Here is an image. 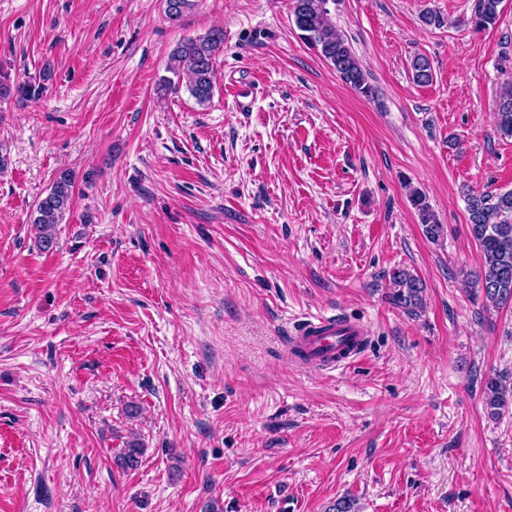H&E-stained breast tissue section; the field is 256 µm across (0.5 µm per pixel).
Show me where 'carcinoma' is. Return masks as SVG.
I'll return each instance as SVG.
<instances>
[{"label": "carcinoma", "instance_id": "carcinoma-1", "mask_svg": "<svg viewBox=\"0 0 512 512\" xmlns=\"http://www.w3.org/2000/svg\"><path fill=\"white\" fill-rule=\"evenodd\" d=\"M195 0H165V14L169 21L178 22L194 7ZM329 0H293V16L301 38L330 63L341 79L365 98L374 97L375 90L352 52L347 41L330 21L327 8ZM502 0H477L471 18L473 29L483 31L496 26L501 16ZM224 51V29L216 27L206 35L188 38L177 45L170 58L171 71L184 72L186 88L196 102L208 104L215 86L214 63ZM414 81L425 84L432 78L427 58L417 56L411 64ZM42 86L31 83L9 87L0 81V96L14 94L20 101L37 99ZM498 131L512 137V87L502 89L496 109ZM74 195L73 175L60 172L50 191L37 201L33 223L40 233L42 248L50 249L55 243V228L63 214L70 208ZM469 230L483 256V266L476 276L475 286L483 297L494 306L512 305V190L487 193L469 189L465 193ZM411 205L417 212L419 224L428 240L436 242L445 233L444 225L430 208L426 197L418 190L410 192ZM394 305L413 314L422 308L424 284L405 269L390 274ZM485 404L493 417L512 403V393L500 378L490 376L485 380ZM142 448L137 443L116 457V464L125 469L138 466Z\"/></svg>", "mask_w": 512, "mask_h": 512}]
</instances>
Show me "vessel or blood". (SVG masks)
<instances>
[{"mask_svg":"<svg viewBox=\"0 0 512 512\" xmlns=\"http://www.w3.org/2000/svg\"><path fill=\"white\" fill-rule=\"evenodd\" d=\"M367 344L359 324L338 316L310 318L290 339V350L299 361L325 370L353 362Z\"/></svg>","mask_w":512,"mask_h":512,"instance_id":"obj_1","label":"vessel or blood"}]
</instances>
